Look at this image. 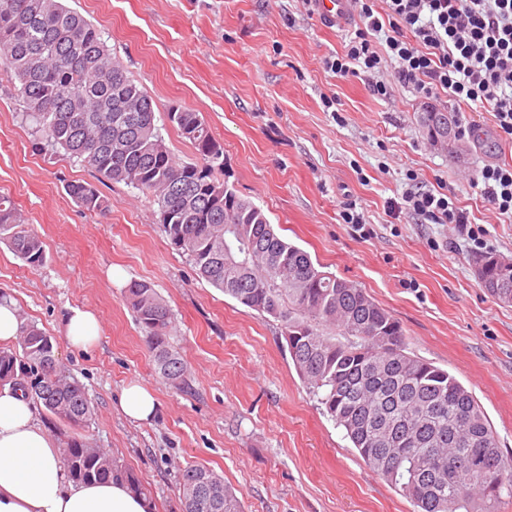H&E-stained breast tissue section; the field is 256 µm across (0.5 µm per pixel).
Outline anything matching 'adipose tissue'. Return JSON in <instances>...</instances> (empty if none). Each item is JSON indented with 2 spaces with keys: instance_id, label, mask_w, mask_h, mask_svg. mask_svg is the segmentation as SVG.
Returning a JSON list of instances; mask_svg holds the SVG:
<instances>
[{
  "instance_id": "adipose-tissue-1",
  "label": "adipose tissue",
  "mask_w": 512,
  "mask_h": 512,
  "mask_svg": "<svg viewBox=\"0 0 512 512\" xmlns=\"http://www.w3.org/2000/svg\"><path fill=\"white\" fill-rule=\"evenodd\" d=\"M63 334L76 349H93L101 325L90 310L71 309ZM146 496L119 475L106 483L76 482L52 433L20 387L0 385V512H153Z\"/></svg>"
}]
</instances>
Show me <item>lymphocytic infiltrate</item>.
<instances>
[{"mask_svg": "<svg viewBox=\"0 0 512 512\" xmlns=\"http://www.w3.org/2000/svg\"><path fill=\"white\" fill-rule=\"evenodd\" d=\"M360 25L344 53L327 59L337 77L364 79L387 96L393 84L490 112L502 141L512 144V0H352ZM395 211L436 224H466L453 197L422 189L415 170ZM480 193L512 215V164L480 171Z\"/></svg>", "mask_w": 512, "mask_h": 512, "instance_id": "lymphocytic-infiltrate-1", "label": "lymphocytic infiltrate"}]
</instances>
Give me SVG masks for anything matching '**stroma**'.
Here are the masks:
<instances>
[{
    "mask_svg": "<svg viewBox=\"0 0 512 512\" xmlns=\"http://www.w3.org/2000/svg\"><path fill=\"white\" fill-rule=\"evenodd\" d=\"M101 32L114 57L156 102L154 123L172 155L196 152L167 119L200 113L224 147L219 180L258 206L276 232L324 271L363 288L402 325L414 354L447 369L482 406L504 456H512V305L495 300L475 272L476 252L457 224L390 217L406 170L423 188L445 189L488 231L495 254L512 258V218L495 214L473 181L490 161L512 162L485 112L467 113L479 132L453 158L418 122L425 103L408 87L372 95L325 61L342 53L353 24L320 19L303 0H66ZM336 97L334 116L323 104ZM0 75V194L11 196L44 242L30 267L0 243V295L56 340L58 358L96 406L78 434L110 450L152 491L156 512H180L176 480L187 463L223 476L245 512H413L376 475L299 379L279 322L198 279L171 245L152 197L98 175L60 149H36ZM96 185L112 204L101 217L64 191ZM363 213L370 234L343 224ZM151 282L174 313L170 342L192 388H169L123 290ZM94 311L99 345L80 352L62 334L68 308ZM142 383L159 407L128 420L118 399Z\"/></svg>",
    "mask_w": 512,
    "mask_h": 512,
    "instance_id": "stroma-1",
    "label": "stroma"
}]
</instances>
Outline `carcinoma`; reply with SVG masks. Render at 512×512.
Instances as JSON below:
<instances>
[{
  "mask_svg": "<svg viewBox=\"0 0 512 512\" xmlns=\"http://www.w3.org/2000/svg\"><path fill=\"white\" fill-rule=\"evenodd\" d=\"M0 51L6 75L42 137L103 180L149 194L171 244L195 273L261 316L280 321L297 374L341 427L365 464L415 506V512H495L512 497V469L484 411L450 372L409 351L400 322L352 282L319 270L302 248L282 239L264 212L216 179L224 147L197 112H167L199 160H175L154 124L155 103L107 48L99 30L62 0H0ZM428 139L454 112H422ZM66 193L104 214L96 186L70 181ZM249 227L252 251L229 235L227 210ZM0 241L31 267L46 260L39 235L17 204L0 194ZM482 287L512 302V266L489 267ZM156 372L176 390L190 389L186 366L170 344L174 314L153 286L124 291ZM22 354L0 350V382L17 381L35 404L70 429L94 415L86 388L60 364L56 341L24 323ZM62 461L77 481H104L116 470L147 494L139 479L102 448L73 436ZM218 490L209 497L204 487ZM181 512H243L224 478L189 464L177 476Z\"/></svg>",
  "mask_w": 512,
  "mask_h": 512,
  "instance_id": "carcinoma-1",
  "label": "carcinoma"
}]
</instances>
